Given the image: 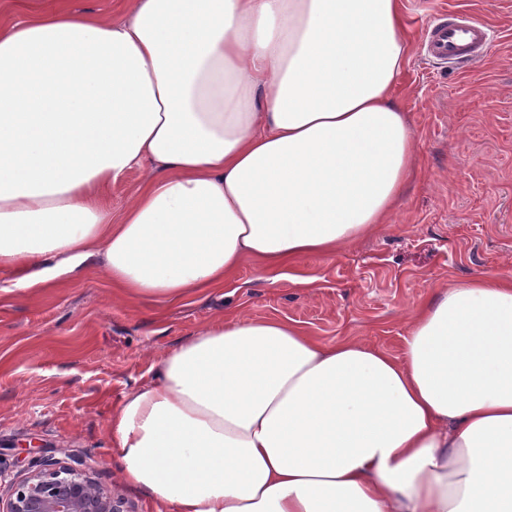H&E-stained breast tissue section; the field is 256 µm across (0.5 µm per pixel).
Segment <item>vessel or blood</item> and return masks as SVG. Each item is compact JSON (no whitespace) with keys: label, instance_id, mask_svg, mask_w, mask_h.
<instances>
[{"label":"vessel or blood","instance_id":"obj_1","mask_svg":"<svg viewBox=\"0 0 512 512\" xmlns=\"http://www.w3.org/2000/svg\"><path fill=\"white\" fill-rule=\"evenodd\" d=\"M490 29L480 18L455 11L442 12L422 45L425 58L449 63L474 62L486 51Z\"/></svg>","mask_w":512,"mask_h":512}]
</instances>
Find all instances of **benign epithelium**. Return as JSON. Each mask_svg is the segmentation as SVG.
<instances>
[{
	"mask_svg": "<svg viewBox=\"0 0 512 512\" xmlns=\"http://www.w3.org/2000/svg\"><path fill=\"white\" fill-rule=\"evenodd\" d=\"M0 512H129L122 498L84 468L47 458L19 482H9Z\"/></svg>",
	"mask_w": 512,
	"mask_h": 512,
	"instance_id": "benign-epithelium-1",
	"label": "benign epithelium"
}]
</instances>
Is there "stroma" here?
<instances>
[{
	"label": "stroma",
	"instance_id": "35a3bbf8",
	"mask_svg": "<svg viewBox=\"0 0 512 512\" xmlns=\"http://www.w3.org/2000/svg\"><path fill=\"white\" fill-rule=\"evenodd\" d=\"M413 50L397 86L416 145L387 226L333 256L267 271L249 262L224 287L174 303L133 302L105 280L0 298V469L81 461L131 512H171L127 483L108 445L125 392L216 315L289 318L318 340L357 338L401 356L409 314L436 289L512 277V0H402ZM481 17V61L441 66L420 53L438 13Z\"/></svg>",
	"mask_w": 512,
	"mask_h": 512
}]
</instances>
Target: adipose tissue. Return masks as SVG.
I'll return each mask as SVG.
<instances>
[{
  "instance_id": "1",
  "label": "adipose tissue",
  "mask_w": 512,
  "mask_h": 512,
  "mask_svg": "<svg viewBox=\"0 0 512 512\" xmlns=\"http://www.w3.org/2000/svg\"><path fill=\"white\" fill-rule=\"evenodd\" d=\"M0 0V296L101 276L218 288L374 233L415 145L401 0ZM137 169L120 221L102 190ZM401 356L242 314L196 331L109 425L173 512H512V279L417 305Z\"/></svg>"
}]
</instances>
